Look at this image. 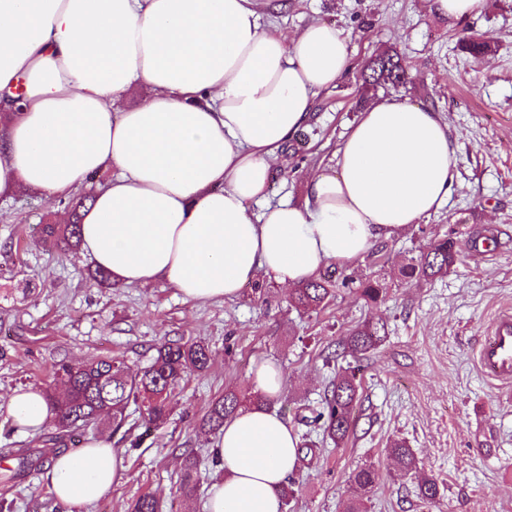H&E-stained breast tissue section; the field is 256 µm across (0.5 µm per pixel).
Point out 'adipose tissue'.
I'll use <instances>...</instances> for the list:
<instances>
[{"mask_svg": "<svg viewBox=\"0 0 512 512\" xmlns=\"http://www.w3.org/2000/svg\"><path fill=\"white\" fill-rule=\"evenodd\" d=\"M266 2L0 0V198L56 197L111 168L82 221L84 255L118 283L162 279L202 302L234 299L261 276L296 286L437 211L457 165L448 123L391 98L366 107L303 204L267 203L279 147L343 76L347 46L322 21L290 37L263 30ZM142 84L148 98L116 109ZM8 412L34 432L53 416L32 388L14 391ZM298 444L263 406L225 420L214 450L224 478L206 512H281ZM122 470L91 438L48 476L79 512Z\"/></svg>", "mask_w": 512, "mask_h": 512, "instance_id": "adipose-tissue-1", "label": "adipose tissue"}]
</instances>
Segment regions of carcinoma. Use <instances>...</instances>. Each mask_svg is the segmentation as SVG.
<instances>
[{"label": "carcinoma", "mask_w": 512, "mask_h": 512, "mask_svg": "<svg viewBox=\"0 0 512 512\" xmlns=\"http://www.w3.org/2000/svg\"><path fill=\"white\" fill-rule=\"evenodd\" d=\"M464 49L478 61L493 50L489 39L470 38L464 42ZM406 70L402 58L395 49L376 57L372 65L361 73L362 90L369 93L380 86H396L405 80ZM90 200L86 192L68 196L69 222L58 224L47 221L39 225V234L50 248L77 250L81 247V220L83 211ZM457 250L452 238L445 236L434 240L429 250L407 267V275L416 279H433L448 274L457 261ZM348 286L347 279L337 280L327 274L293 288L291 302L294 307L306 312L325 308L334 299L336 288ZM362 299L376 303L383 298L384 288L375 280L362 281L354 288ZM385 339L384 327L364 322L352 328L344 337L342 346L355 356L364 355L376 349ZM210 353L205 342L168 343L157 350L153 362L135 374L129 372L122 363L104 357L86 363L63 364L53 374L52 380L45 383L43 394L53 406L51 419L56 432L41 435V448H0V460L11 464L10 479L20 482L33 471H40L52 462L57 454L67 449L66 440L78 431L103 424L112 426L118 432L129 418L128 409L135 405L140 409L141 427L144 431L131 441V446H139L146 437L165 424L176 389L189 375L203 373L209 368ZM358 368H346L336 373L324 394L322 406L302 416L301 422L320 429L322 437L318 441L300 443L299 453L313 454L318 446L343 445L357 423L359 403ZM265 399L260 395L246 396L228 392L213 401L202 427L209 433H221L224 420L247 405H261ZM387 454L395 466L404 473L417 470L418 460L412 449L403 441H394L387 448ZM200 460L189 452L180 476L178 490L191 494L199 483ZM350 485L369 494L375 483V469L362 466L349 477ZM420 499L427 505L435 503L438 496L437 481L425 479L419 485ZM131 512H163V506L152 495L137 499Z\"/></svg>", "instance_id": "carcinoma-1"}]
</instances>
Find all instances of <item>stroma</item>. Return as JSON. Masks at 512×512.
I'll return each mask as SVG.
<instances>
[{
	"label": "stroma",
	"instance_id": "1",
	"mask_svg": "<svg viewBox=\"0 0 512 512\" xmlns=\"http://www.w3.org/2000/svg\"><path fill=\"white\" fill-rule=\"evenodd\" d=\"M314 18L347 35L349 68L284 144L268 203H302L306 178L330 164L365 109L359 70L389 47L400 50L408 79L378 89V97L433 108L456 135L448 203L343 268L351 279L379 281L383 302L366 305L342 287L324 310L303 314L292 307L290 288L267 277L234 300L205 304L162 280L101 288L87 279L83 253L39 240L37 224L63 214L59 200L26 191L0 200V448L38 447L36 434L14 429L5 405L15 390L43 388L58 363L118 357L137 372L165 343L202 340L210 348L209 371L182 383L170 419L141 447L120 441L110 426L98 429L125 470L111 495L84 512H129L147 493L167 512H201L209 487L224 476L212 460L217 439L201 428L211 400L252 392L255 364L274 362L285 384L270 408L305 435L297 413L317 407L347 367L337 343L364 320L384 325L386 338L360 361L357 426L345 447L299 460L290 512H342L353 493L347 478L365 464L377 473L368 512H512V403L499 401L475 354L496 315L512 311V0H486L481 14L458 22L431 18L427 0H269L263 21L294 32ZM470 36L493 41L481 63L460 47ZM446 235L459 251L455 267L409 281L405 266ZM395 439L413 449L416 473L393 467L386 448ZM188 450L201 460L200 485L183 497L176 489ZM428 476L439 488L434 507L418 496ZM0 512L69 508L45 472L35 471L19 484L0 477Z\"/></svg>",
	"mask_w": 512,
	"mask_h": 512
}]
</instances>
